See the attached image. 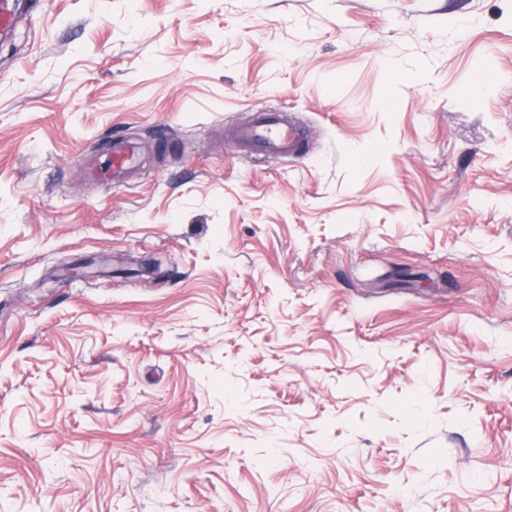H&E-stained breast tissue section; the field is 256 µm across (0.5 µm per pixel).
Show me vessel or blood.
Returning a JSON list of instances; mask_svg holds the SVG:
<instances>
[{"instance_id": "vessel-or-blood-1", "label": "vessel or blood", "mask_w": 512, "mask_h": 512, "mask_svg": "<svg viewBox=\"0 0 512 512\" xmlns=\"http://www.w3.org/2000/svg\"><path fill=\"white\" fill-rule=\"evenodd\" d=\"M310 136V126L294 122L286 109L264 108L255 111L247 125L237 127L235 138L243 148L276 160L305 157ZM134 158V147L121 134H114L107 169L112 181H119Z\"/></svg>"}]
</instances>
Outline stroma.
I'll use <instances>...</instances> for the list:
<instances>
[{
    "label": "stroma",
    "mask_w": 512,
    "mask_h": 512,
    "mask_svg": "<svg viewBox=\"0 0 512 512\" xmlns=\"http://www.w3.org/2000/svg\"><path fill=\"white\" fill-rule=\"evenodd\" d=\"M0 512H512V0L20 5ZM311 126L294 122L284 108L256 110L245 126L236 127L235 138L244 149L256 150L267 159L304 158ZM135 158V149L120 133L113 135L112 152L106 173L115 184H120V174L123 173ZM106 173L102 174L106 175Z\"/></svg>",
    "instance_id": "stroma-1"
}]
</instances>
